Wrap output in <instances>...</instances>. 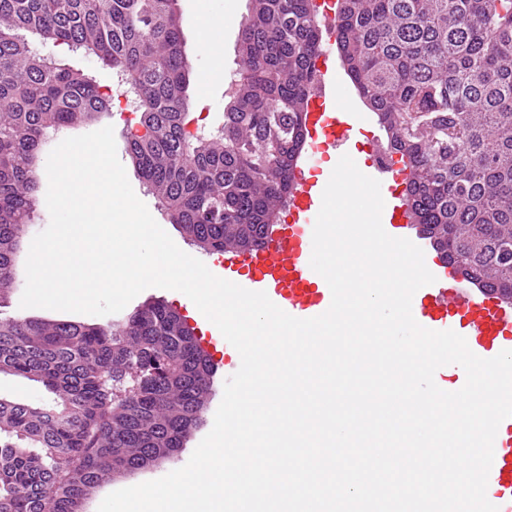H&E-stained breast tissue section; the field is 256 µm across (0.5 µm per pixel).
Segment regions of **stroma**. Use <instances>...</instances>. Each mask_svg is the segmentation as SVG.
I'll list each match as a JSON object with an SVG mask.
<instances>
[{
    "label": "stroma",
    "instance_id": "obj_1",
    "mask_svg": "<svg viewBox=\"0 0 512 512\" xmlns=\"http://www.w3.org/2000/svg\"><path fill=\"white\" fill-rule=\"evenodd\" d=\"M178 8L183 20L185 53L192 64L193 76L189 92L194 100L193 112L196 117L202 118L204 124L208 125L221 119L224 113L228 79L233 76L237 68L238 43L242 24L249 12V0H178ZM228 12L234 13L235 22L223 31L224 76L222 79L215 81L212 80L210 75L213 63L212 56L201 52L199 48L200 41L206 37L201 28L200 19L205 14L218 18ZM335 69L344 93L351 99L354 109L359 115L355 135L345 146L344 152L351 157L361 158L363 165H372L376 161V151L385 148L387 145V134L380 125L377 114L372 112L360 98L343 64H336ZM127 117L128 114L124 110L123 103L116 101L113 102L108 111L100 113L94 122L72 128L71 133L78 136L108 125L113 126L118 158L124 166L129 182L138 198L147 205L157 223L165 229L183 251L192 253L210 270L215 271L216 275H223V254L208 253L190 245L179 229L170 224L156 199L148 193L128 154ZM156 301L177 308L180 313L186 314L189 325L197 328V336L202 346L211 354L217 366L213 395L204 413L203 423L191 433L181 453L150 468L118 476L102 483L87 500L85 512H97L101 501L115 490L160 478L184 466L194 449L211 430L215 412L222 400L224 383L228 377L233 375L235 368L241 363L239 353L231 344L225 343L223 335H215L210 331L201 330L200 320L188 312L187 301L176 297L172 291L160 288L146 289L132 300L131 305L136 308L145 303Z\"/></svg>",
    "mask_w": 512,
    "mask_h": 512
}]
</instances>
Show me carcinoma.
I'll use <instances>...</instances> for the list:
<instances>
[{"instance_id": "cac0c4a2", "label": "carcinoma", "mask_w": 512, "mask_h": 512, "mask_svg": "<svg viewBox=\"0 0 512 512\" xmlns=\"http://www.w3.org/2000/svg\"><path fill=\"white\" fill-rule=\"evenodd\" d=\"M223 121L194 125L177 0H0V305L58 133L112 101L35 43L94 57L135 99L130 158L170 223L209 252L249 251L288 202L307 144L321 22L313 0H250ZM336 44L406 161L412 222L441 259L512 299V0H341ZM215 367L171 307L124 322L0 317V512H82L102 482L171 458L202 420ZM0 393L33 405H42L50 399V394L40 384L8 375L0 376Z\"/></svg>"}]
</instances>
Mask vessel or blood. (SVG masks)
Returning <instances> with one entry per match:
<instances>
[{
  "label": "vessel or blood",
  "instance_id": "1",
  "mask_svg": "<svg viewBox=\"0 0 512 512\" xmlns=\"http://www.w3.org/2000/svg\"><path fill=\"white\" fill-rule=\"evenodd\" d=\"M327 59L323 52L316 60L318 92L308 101L306 120L309 148L322 154L342 151L355 131L350 112L338 105L341 88ZM323 190V179L296 173L287 221L269 232L261 247L225 254V279L252 291L266 292L278 307L294 317L311 318L324 313L331 304V291L310 266L313 227ZM409 222L402 197L388 198L382 212L385 231L403 237ZM424 260L436 281L414 294L415 320L425 328L444 331L455 318H463L467 344L482 358L512 350V300L471 286L453 266L432 253H425ZM487 498L499 512H512V417L504 419L497 430Z\"/></svg>",
  "mask_w": 512,
  "mask_h": 512
}]
</instances>
